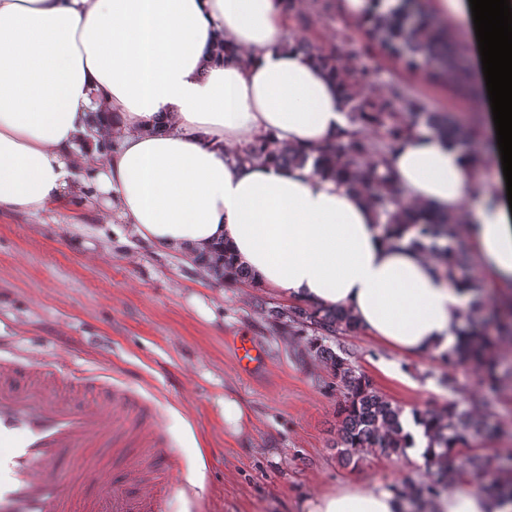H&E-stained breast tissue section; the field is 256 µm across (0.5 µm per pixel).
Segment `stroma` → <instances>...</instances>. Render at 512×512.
I'll return each mask as SVG.
<instances>
[{
  "label": "stroma",
  "instance_id": "35a3bbf8",
  "mask_svg": "<svg viewBox=\"0 0 512 512\" xmlns=\"http://www.w3.org/2000/svg\"><path fill=\"white\" fill-rule=\"evenodd\" d=\"M422 9L442 29H453L449 55L478 63L475 34L464 18ZM304 38L330 50L351 45L341 59L367 97H388L395 111L410 103L447 112L473 130L471 153L481 156L483 192L506 196L491 150L494 121L488 96L438 83L428 68L410 70L384 54L359 29L343 0H300L288 14L285 43ZM105 207L87 194L66 207L33 217L0 219V337L34 355L51 354L70 367L111 368L146 397L166 405L163 430L177 450L173 482L201 483L209 512H297L299 501L346 484L383 487L423 479L409 457L360 454L342 463L336 409L343 396L330 387V370L306 336L268 325L264 304L289 305L288 296L247 281L215 282L182 255L106 223ZM257 337L270 352L267 369L242 376L225 339ZM355 365L377 389L405 409H437L485 393L481 375L459 368L457 392L438 380L450 372L436 354L411 356L356 330L339 336ZM403 380L389 377V370ZM247 411L240 432L224 424V400ZM495 432L479 450L512 455V389L494 393Z\"/></svg>",
  "mask_w": 512,
  "mask_h": 512
}]
</instances>
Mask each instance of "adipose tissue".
I'll return each mask as SVG.
<instances>
[{"mask_svg": "<svg viewBox=\"0 0 512 512\" xmlns=\"http://www.w3.org/2000/svg\"><path fill=\"white\" fill-rule=\"evenodd\" d=\"M286 0H0V217L40 215L86 185L132 234L186 258L223 246L252 283L348 309L378 343L452 351L468 293L384 234L369 199L311 166L237 163L263 137L304 153L346 134L338 83L282 46ZM223 36L248 64L215 58ZM117 139L92 183L77 171ZM386 161L412 203L462 223L495 278L512 281V214L476 190L471 156L417 129ZM380 486L345 485L300 512H405ZM435 512H512L451 486Z\"/></svg>", "mask_w": 512, "mask_h": 512, "instance_id": "1", "label": "adipose tissue"}]
</instances>
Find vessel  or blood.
I'll return each instance as SVG.
<instances>
[{
    "mask_svg": "<svg viewBox=\"0 0 512 512\" xmlns=\"http://www.w3.org/2000/svg\"><path fill=\"white\" fill-rule=\"evenodd\" d=\"M229 347L242 373L266 369L255 337ZM93 449L107 464L91 471ZM174 466L159 409L139 393L101 372L0 353V512H168Z\"/></svg>",
    "mask_w": 512,
    "mask_h": 512,
    "instance_id": "1",
    "label": "vessel or blood"
}]
</instances>
